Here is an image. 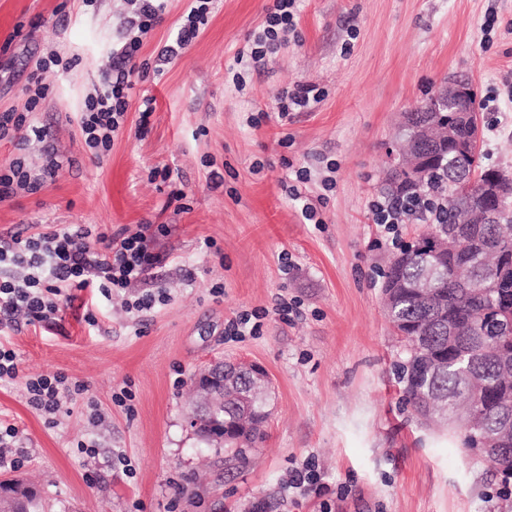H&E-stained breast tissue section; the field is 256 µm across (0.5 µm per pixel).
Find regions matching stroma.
I'll return each mask as SVG.
<instances>
[{
    "mask_svg": "<svg viewBox=\"0 0 512 512\" xmlns=\"http://www.w3.org/2000/svg\"><path fill=\"white\" fill-rule=\"evenodd\" d=\"M188 5L168 0L144 38L138 59L149 69L130 93L124 130L97 160L74 114L122 45L130 0H0V112H26L49 132L42 142L0 141V165L20 155L37 173L52 152L74 161L38 191L0 202V235L33 224L166 225L147 242L162 262L129 292L170 295L144 322L113 296L92 325L83 291L52 325L9 334L21 374L85 382L103 419L90 423L73 402L47 426L21 382L0 383V419L18 427L26 456L21 469L0 468V480L32 479L47 512H319L324 502L332 512H512L495 466L450 431L419 426L402 402L395 365L405 345L383 311L381 271L392 237L427 225L391 230L372 210L389 193L404 114L451 76L471 80L483 105L484 164L512 169V0H301L295 30L241 91L234 56L269 0H217L198 37L154 75ZM53 53L67 66L28 109V77ZM297 84L324 97L281 116L275 95ZM147 97L154 111L141 132ZM301 167L311 179L296 198L288 188ZM155 168L169 170L170 183L151 179ZM213 171L224 178L215 190ZM174 185L186 193L179 208L167 204ZM307 203L317 222L303 218ZM207 238L219 253L203 249ZM283 299L293 306L285 319ZM246 311L262 313L259 332L225 336ZM221 359L262 366L274 386L264 438L241 463L186 422L191 378ZM123 387L134 395L129 411L111 401ZM81 442L94 454L79 452ZM308 464L324 493L297 509L288 478Z\"/></svg>",
    "mask_w": 512,
    "mask_h": 512,
    "instance_id": "stroma-1",
    "label": "stroma"
}]
</instances>
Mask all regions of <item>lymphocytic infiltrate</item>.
I'll list each match as a JSON object with an SVG mask.
<instances>
[{
	"mask_svg": "<svg viewBox=\"0 0 512 512\" xmlns=\"http://www.w3.org/2000/svg\"><path fill=\"white\" fill-rule=\"evenodd\" d=\"M214 3L190 0L174 40L158 54L160 61H171L192 43L207 23ZM166 7V0H137L135 36L126 38L116 51L111 66L101 72L94 95L75 115L84 144L94 155L107 154L124 127L141 37L161 22ZM298 12V0H273L267 7L262 32L237 53V84H244V70L266 64L269 54L276 52L295 26ZM63 167V160L49 158L41 177L35 179L23 157L13 158L0 166V202L36 191ZM165 230L162 224H143L134 232L121 228L108 233L84 225L46 224L28 234L19 230L0 237V333L56 319L61 303L71 301L76 290L90 291L96 300L111 301L160 262V255L148 251L146 241ZM18 379L23 382L27 406L49 426L56 424L68 400L88 393L86 383L61 372L20 375L15 350L0 342V382Z\"/></svg>",
	"mask_w": 512,
	"mask_h": 512,
	"instance_id": "lymphocytic-infiltrate-1",
	"label": "lymphocytic infiltrate"
}]
</instances>
